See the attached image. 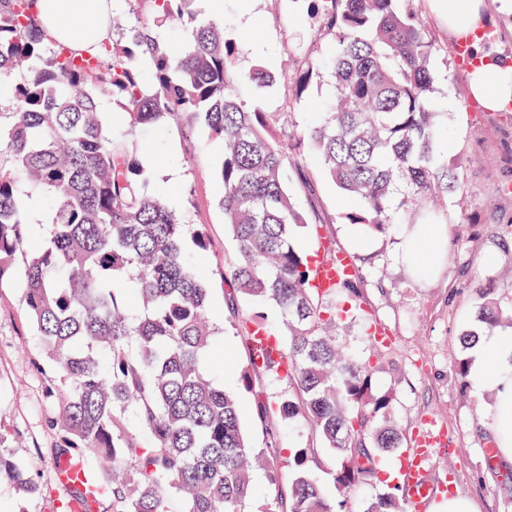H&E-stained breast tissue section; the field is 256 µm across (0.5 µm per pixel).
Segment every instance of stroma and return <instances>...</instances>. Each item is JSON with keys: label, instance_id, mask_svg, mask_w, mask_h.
<instances>
[{"label": "stroma", "instance_id": "obj_1", "mask_svg": "<svg viewBox=\"0 0 512 512\" xmlns=\"http://www.w3.org/2000/svg\"><path fill=\"white\" fill-rule=\"evenodd\" d=\"M400 13H416L442 53L434 65V105L448 126L440 141L439 161L456 168L462 179L460 193L442 201L441 223L449 227L447 257L435 276L419 278L403 262L400 252L404 230L392 236H372L345 218L353 209L314 156L303 157L288 168V188L295 206L310 223L321 225V238L303 232L297 238L305 250H317L319 241L346 253L362 280L366 302L390 336L392 362L378 382L397 398V416L407 433H414L424 418L443 423L450 447L440 451L429 472L433 485L454 483L478 504L480 512H512V464L487 458L493 447L487 426L492 402L489 392H476L455 376L461 355L458 338L471 322L477 289L495 287L503 308L512 307V284L503 282L502 262L512 254V112H489L466 95V70L458 65L448 26L432 0H396ZM208 19L224 24L243 44L240 72L263 65L273 72L294 70L298 61L330 58L335 45L317 40L318 19L311 0H224L221 12ZM331 77L321 70L301 98L282 85L257 87L244 83L242 97L264 111L285 116L289 124L304 126L316 118L313 104L329 93ZM107 129L125 135L131 150L146 158L148 189L168 197L185 220L205 227L211 246L200 252L186 245L187 255L208 273L209 313L223 331L205 358L212 380L226 390L240 392L245 410L242 428L257 448H279L281 456L309 443L306 423L296 431L272 435L254 416L255 397L276 401L285 385L260 378L252 392H241L239 374L249 362L247 323L254 310L241 301L237 310L226 306L231 284L224 276L237 250L224 224L219 205L223 187L219 178L222 146L203 123L159 125L128 132L114 113L111 99L100 103ZM177 171L178 179H163L161 168ZM47 363L28 322L17 278L0 283V424L21 437L27 448H44L51 441L44 428L48 410L42 395ZM53 464L38 460L36 472L44 488L42 498L22 499L7 480H0V501L9 512H53L61 495L51 481Z\"/></svg>", "mask_w": 512, "mask_h": 512}]
</instances>
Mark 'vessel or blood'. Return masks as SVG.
Listing matches in <instances>:
<instances>
[{
  "label": "vessel or blood",
  "mask_w": 512,
  "mask_h": 512,
  "mask_svg": "<svg viewBox=\"0 0 512 512\" xmlns=\"http://www.w3.org/2000/svg\"><path fill=\"white\" fill-rule=\"evenodd\" d=\"M354 267L346 254H337L335 260L321 261L316 265L314 283L322 289L331 288L346 280ZM445 431L436 420L428 418L422 423L415 437L413 448L407 449L401 459L400 473L408 489L405 497L412 512H423L433 497V487L427 479L435 466V450L444 441Z\"/></svg>",
  "instance_id": "b4317fda"
}]
</instances>
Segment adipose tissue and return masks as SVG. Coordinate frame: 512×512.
Listing matches in <instances>:
<instances>
[{"label":"adipose tissue","instance_id":"ef3b65f1","mask_svg":"<svg viewBox=\"0 0 512 512\" xmlns=\"http://www.w3.org/2000/svg\"><path fill=\"white\" fill-rule=\"evenodd\" d=\"M123 0H39L38 20L53 38L77 51H102L112 39V15ZM452 37L472 36L473 61L466 73L468 95L486 108L500 111L512 98V54L497 51L477 38L487 19L483 0H440ZM448 237L444 224H424L408 233L403 260L412 268H428L443 260ZM469 378L475 390L493 393L489 428L499 458L512 461V334L496 331L479 336L471 351Z\"/></svg>","mask_w":512,"mask_h":512}]
</instances>
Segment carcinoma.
<instances>
[{"mask_svg": "<svg viewBox=\"0 0 512 512\" xmlns=\"http://www.w3.org/2000/svg\"><path fill=\"white\" fill-rule=\"evenodd\" d=\"M131 2L139 24L98 54L49 39L37 0H0V82L12 85L10 120L0 122V281L23 260V301L50 364L45 425L53 442L34 454L82 465L89 479L61 482L64 501L92 493L106 512H171L174 501L181 512H245L252 471L263 465L268 512H351V492L409 446L393 394L375 382L391 347L372 340L359 357L337 343L336 317L359 322L369 337L376 322L360 279L323 291L312 285V255L295 238L320 230L295 207L284 172L305 152L318 155L358 205L349 223L375 234L393 232L402 216L436 213L432 203L460 188L456 169L435 157L447 134L433 111L441 48L395 0H313L320 34L337 43L333 57L306 58L280 76L262 65L243 74L241 44L202 18L207 0ZM163 20L181 28L182 46L163 39ZM324 65L332 95L316 107L318 121L295 132H275L279 115L236 92L240 80L280 81L299 97ZM104 97L132 128L201 120L224 144L220 204L238 253L229 301L257 305L240 385L250 391L260 376L287 381L275 411L257 398L253 412L262 422L275 414V431L304 420L316 442L288 454L286 485L274 465L278 449L251 446L239 398L204 368L217 328L204 274L183 247L189 240L207 250V233L149 193L139 156L104 128ZM39 200L49 206L51 233L29 257L25 213ZM127 285L141 305L134 318L122 300ZM477 296L473 326L459 337L461 379L476 336L512 321L496 289ZM267 303L280 311L276 332L260 310ZM321 451L334 462L333 500L312 468ZM1 478L23 499L41 492L2 429ZM400 490L389 486L357 512H403Z\"/></svg>", "mask_w": 512, "mask_h": 512, "instance_id": "cac0c4a2", "label": "carcinoma"}]
</instances>
